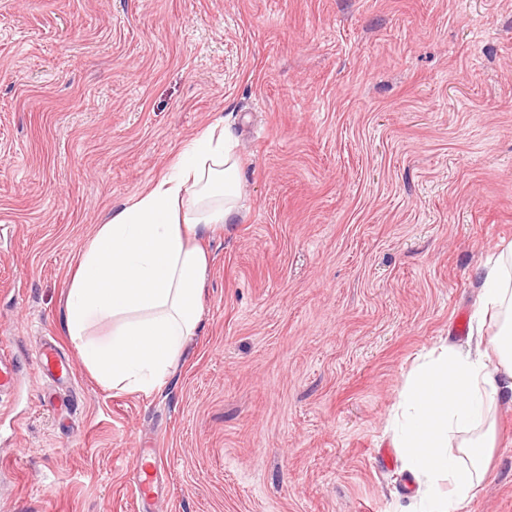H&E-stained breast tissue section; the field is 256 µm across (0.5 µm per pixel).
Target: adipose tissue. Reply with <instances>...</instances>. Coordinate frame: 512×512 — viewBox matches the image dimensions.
Listing matches in <instances>:
<instances>
[{
    "label": "adipose tissue",
    "instance_id": "adipose-tissue-1",
    "mask_svg": "<svg viewBox=\"0 0 512 512\" xmlns=\"http://www.w3.org/2000/svg\"><path fill=\"white\" fill-rule=\"evenodd\" d=\"M241 193L235 144L219 118L98 226L70 279L64 323L100 384L165 385L202 322L208 257L197 241L235 222ZM484 285L483 310L498 324L485 347H445L406 378L392 430L416 493L398 512H464L485 478L492 406L512 392V252ZM101 324L108 333L93 335Z\"/></svg>",
    "mask_w": 512,
    "mask_h": 512
}]
</instances>
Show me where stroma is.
<instances>
[{
    "instance_id": "35a3bbf8",
    "label": "stroma",
    "mask_w": 512,
    "mask_h": 512,
    "mask_svg": "<svg viewBox=\"0 0 512 512\" xmlns=\"http://www.w3.org/2000/svg\"><path fill=\"white\" fill-rule=\"evenodd\" d=\"M219 116L242 200L200 329L162 388L104 387L64 327L77 257ZM511 246L512 0H0V512H137L141 448L146 512H396L405 379L491 337ZM466 512H512L511 397ZM35 359L38 371L43 375L55 376L58 373L60 377H65L72 372V367L53 342H41L35 353ZM137 459L133 460L134 467L139 466V477L134 494L139 504L148 502L156 493V466L155 459L143 453H137Z\"/></svg>"
}]
</instances>
